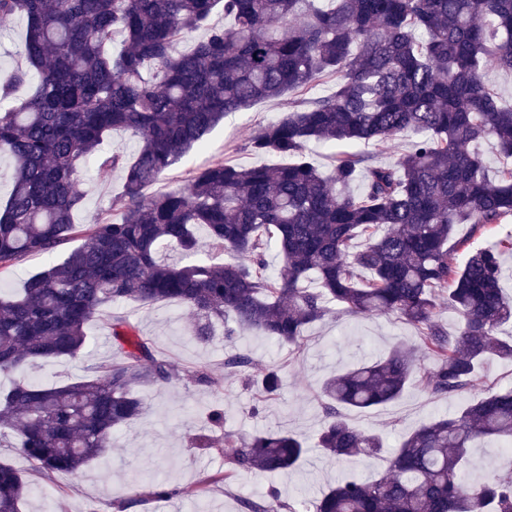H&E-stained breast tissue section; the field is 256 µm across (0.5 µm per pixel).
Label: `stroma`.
<instances>
[{
    "instance_id": "obj_1",
    "label": "stroma",
    "mask_w": 512,
    "mask_h": 512,
    "mask_svg": "<svg viewBox=\"0 0 512 512\" xmlns=\"http://www.w3.org/2000/svg\"><path fill=\"white\" fill-rule=\"evenodd\" d=\"M287 106L279 100L261 101L248 109L227 115L204 139L202 146L190 149L155 183L146 187L153 195L186 183L197 170L224 160L240 165L286 164V157L255 155L245 145L260 125L282 118ZM123 187L120 171H102L90 166L78 183L84 195L83 206L73 214L77 224H93L112 212V200ZM141 335L151 339L158 356L170 362L173 377L164 388L141 392L145 411L139 419L112 435V446L77 474L59 473L44 478L33 472L30 462L18 449L0 448L7 459L28 478L32 490L23 512H54L57 501H65L68 512H111L109 505L125 502V512H243L241 503L257 498L268 487H275L283 503L294 505L313 501L330 484L345 475L370 477L383 472L386 456L339 460L310 450L292 473L269 474L259 470L243 472L232 481L215 482L224 470V454L191 445L192 437L211 434L206 420L216 405L224 409V429L246 437L264 430H292L313 439L323 423L319 405L321 385L328 376L359 362L382 355L395 341L415 342L416 329L392 314L358 317L332 312L314 323L300 347L278 343L261 331L249 329L225 339L216 332L209 344L192 336L194 318L177 302L141 305L121 304ZM87 346L74 359L41 363L25 371V378L43 384L81 379L88 366L117 358L118 351L103 319L86 327ZM246 351L253 364L246 371L225 376L224 361ZM275 367L283 376V388L274 398H266L259 383L262 369ZM224 375V389L214 392L198 385L196 372ZM460 399H433L418 387L409 386L402 397L370 410H351L353 425L379 431L385 446H398L403 435L431 417L457 409ZM164 480L176 487L208 483L201 498L177 497L168 501L144 499L145 486Z\"/></svg>"
}]
</instances>
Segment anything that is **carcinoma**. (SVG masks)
I'll list each match as a JSON object with an SVG mask.
<instances>
[{
	"instance_id": "1",
	"label": "carcinoma",
	"mask_w": 512,
	"mask_h": 512,
	"mask_svg": "<svg viewBox=\"0 0 512 512\" xmlns=\"http://www.w3.org/2000/svg\"><path fill=\"white\" fill-rule=\"evenodd\" d=\"M217 10L229 24H211ZM15 16L27 22L26 65L0 78V101H9L0 106V155L13 162L0 203V277L71 239L85 244L0 294V372L78 356L85 326L105 312L121 356L78 382L1 388L0 441L16 439L44 476L75 474L141 416L138 389L169 383L171 365L114 306L178 301L196 317L200 344L222 322L228 339L257 329L298 346L334 302L354 315L394 314L418 330V342L324 383L314 447L338 458L380 453L383 437L345 411L394 402L414 383L434 398H472L407 433L385 472L324 491L314 512H512V470L467 479L472 448L488 438L512 443V388L478 392L484 363L512 361V337L500 336L512 321L500 287L512 232L471 242L512 221V169L489 177L477 150L493 140L512 156V104L484 78L490 69L512 73V0H0V19ZM199 30L205 38L178 50ZM117 34L123 45L111 55ZM325 74L336 75L332 94L291 101L285 117L248 140L252 152L288 163L219 160L182 187L144 194L227 114L308 92ZM24 85L30 93L14 98ZM116 129L139 139L133 158L100 151ZM408 133L417 140L392 164L359 150ZM311 142L336 148L335 175L307 159ZM91 158L122 170L123 190L112 215L75 224ZM460 224L470 233L456 239ZM165 246L190 262L160 260ZM272 246L282 259L275 276L265 261ZM209 251L229 261L210 264ZM443 293L458 320L452 333L435 321ZM426 356L436 368L419 376ZM251 364L235 354L224 374ZM260 382L275 396L282 375L269 369ZM306 451L288 432L224 435L234 473L282 472ZM28 492L26 475L1 459L0 512H22ZM203 493L155 482L149 496ZM242 507L286 505L271 487Z\"/></svg>"
}]
</instances>
